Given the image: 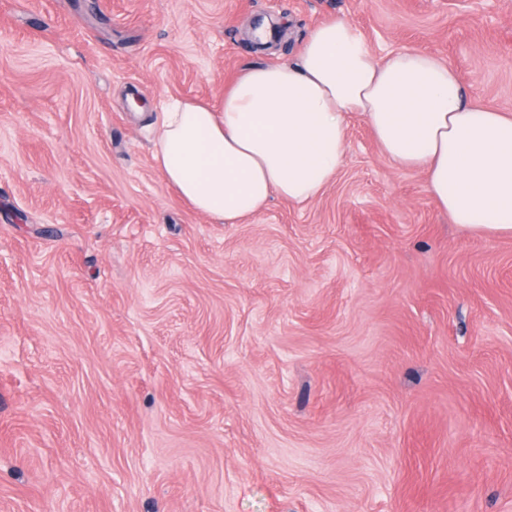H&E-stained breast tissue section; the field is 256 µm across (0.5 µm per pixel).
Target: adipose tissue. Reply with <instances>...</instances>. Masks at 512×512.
I'll use <instances>...</instances> for the list:
<instances>
[{
  "label": "adipose tissue",
  "mask_w": 512,
  "mask_h": 512,
  "mask_svg": "<svg viewBox=\"0 0 512 512\" xmlns=\"http://www.w3.org/2000/svg\"><path fill=\"white\" fill-rule=\"evenodd\" d=\"M355 115L394 164L425 172L452 223L512 232V114L470 103L433 53L377 57L344 17L313 30L295 62L245 69L219 106L168 99L153 159L195 211L238 224L271 198L318 196L344 161Z\"/></svg>",
  "instance_id": "1"
}]
</instances>
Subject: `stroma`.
Returning a JSON list of instances; mask_svg holds the SVG:
<instances>
[{
	"instance_id": "35a3bbf8",
	"label": "stroma",
	"mask_w": 512,
	"mask_h": 512,
	"mask_svg": "<svg viewBox=\"0 0 512 512\" xmlns=\"http://www.w3.org/2000/svg\"><path fill=\"white\" fill-rule=\"evenodd\" d=\"M353 20L512 114V0H0V512H512V234L451 224L354 117L239 224L153 161Z\"/></svg>"
}]
</instances>
